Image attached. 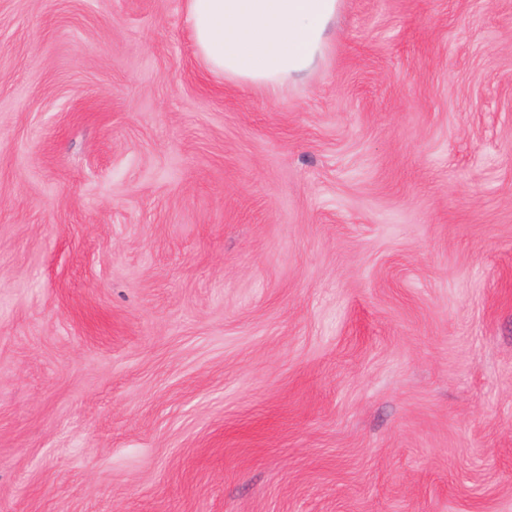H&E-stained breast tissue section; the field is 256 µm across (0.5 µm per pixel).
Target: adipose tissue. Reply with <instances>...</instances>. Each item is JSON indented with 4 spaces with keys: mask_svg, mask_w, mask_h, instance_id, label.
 <instances>
[{
    "mask_svg": "<svg viewBox=\"0 0 512 512\" xmlns=\"http://www.w3.org/2000/svg\"><path fill=\"white\" fill-rule=\"evenodd\" d=\"M340 7L341 0H185L208 71L272 97L323 57Z\"/></svg>",
    "mask_w": 512,
    "mask_h": 512,
    "instance_id": "obj_1",
    "label": "adipose tissue"
}]
</instances>
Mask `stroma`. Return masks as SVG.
<instances>
[{
    "mask_svg": "<svg viewBox=\"0 0 512 512\" xmlns=\"http://www.w3.org/2000/svg\"><path fill=\"white\" fill-rule=\"evenodd\" d=\"M0 512H512V0H0ZM341 0H185L201 61L224 82L277 96L327 49Z\"/></svg>",
    "mask_w": 512,
    "mask_h": 512,
    "instance_id": "stroma-1",
    "label": "stroma"
}]
</instances>
